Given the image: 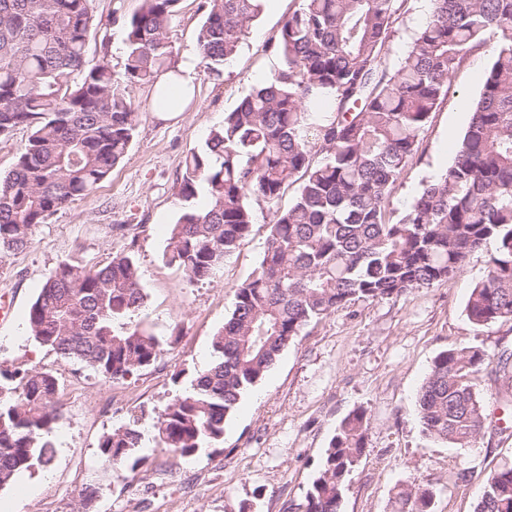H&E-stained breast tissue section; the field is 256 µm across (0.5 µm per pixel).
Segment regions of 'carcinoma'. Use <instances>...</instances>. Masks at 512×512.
<instances>
[{
    "instance_id": "carcinoma-1",
    "label": "carcinoma",
    "mask_w": 512,
    "mask_h": 512,
    "mask_svg": "<svg viewBox=\"0 0 512 512\" xmlns=\"http://www.w3.org/2000/svg\"><path fill=\"white\" fill-rule=\"evenodd\" d=\"M95 0H0V137L29 130L0 178V251H23L33 228L91 195L126 155L134 103L110 66L89 64ZM180 0H143L126 22L124 78L150 84L171 70L169 24ZM264 0H204L197 44L219 73ZM411 0H300L276 44L283 66L252 89L184 161L179 195H203L172 225L166 257L189 279L210 280L249 236L250 199L272 214L263 258L234 292L210 363L159 414L153 436L137 424L103 434L101 456L134 470L151 441L187 457L223 441L242 396L311 322L355 300H382L462 272L494 244L466 311L484 326L512 322V0H432L404 56L389 43ZM497 39L470 121L444 174L399 219L387 201L417 151L448 81L468 56ZM153 105L177 111L164 91ZM294 200L279 201L292 184ZM146 294L135 258L93 269L66 262L46 277L27 313L41 345L108 380L152 365L164 339L140 318ZM491 364L482 350L451 348L433 360L419 397L432 438L467 448L485 428L472 380ZM48 372L0 376V489L51 464L62 416ZM368 440L364 409L348 414L306 495V512H339L347 476ZM397 512H429L432 494L398 489ZM475 512H512V466L487 475Z\"/></svg>"
}]
</instances>
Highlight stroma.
I'll list each match as a JSON object with an SVG mask.
<instances>
[{
    "label": "stroma",
    "instance_id": "35a3bbf8",
    "mask_svg": "<svg viewBox=\"0 0 512 512\" xmlns=\"http://www.w3.org/2000/svg\"><path fill=\"white\" fill-rule=\"evenodd\" d=\"M201 2L180 0L169 26L172 64L194 66V98L164 120L151 107L152 87H127L137 127L122 162L89 197L35 226L27 249L0 252V297L14 304L12 318L0 322V373H52L63 405L51 465L25 471L0 490V512H76L78 493L88 486L96 490L90 512H305L326 448L358 407L367 412L368 444L347 478L340 512H395L398 487L414 484L432 492V512H474L485 476L512 464V381L491 367L474 378L487 421L468 448L425 434L418 394L443 350L473 347L492 356L512 350V322L478 327L466 312L470 288L486 275L487 247L453 278L391 299L356 301L310 323L241 398L220 444L190 457L151 448L147 464L134 471L104 466L98 448L104 433L132 420L151 432L158 413L208 365L211 339L232 310L234 290L258 267L270 233L271 213L256 201L249 237L213 281H190L164 258L169 228L185 206L177 180L186 155L279 69L278 34L299 0H265L218 75L201 66ZM142 6L143 0H95L100 24L89 40V63L107 62L122 76L125 23ZM495 45L488 39L467 58L418 132L417 152L390 198L396 212L448 168V145L468 125ZM120 253L135 255L144 317L169 342L153 365L109 381L39 344L26 317L59 263L89 269Z\"/></svg>",
    "mask_w": 512,
    "mask_h": 512
}]
</instances>
